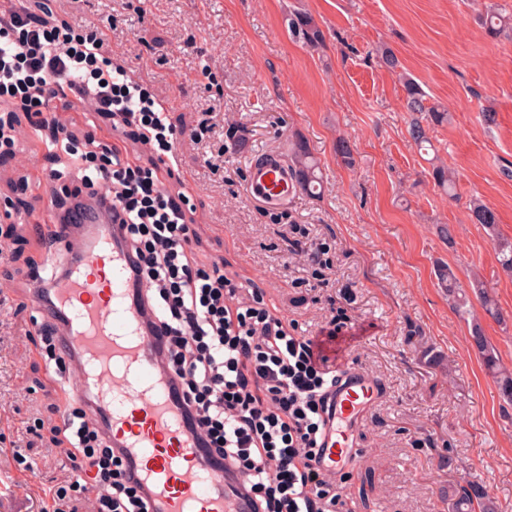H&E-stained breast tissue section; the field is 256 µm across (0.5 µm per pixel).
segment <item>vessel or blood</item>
<instances>
[{
    "mask_svg": "<svg viewBox=\"0 0 512 512\" xmlns=\"http://www.w3.org/2000/svg\"><path fill=\"white\" fill-rule=\"evenodd\" d=\"M248 190L265 206L287 208L296 193L292 170L280 156L257 158ZM77 221L65 232L44 225L48 257L66 273L49 291L31 290L35 312L55 315L68 367L66 403L82 406L120 450L128 475L144 488L148 512H255L239 478L212 465L203 432L182 408L167 374L164 330L130 280L127 248L109 214L90 204ZM375 391L369 375L342 376L320 441L325 470H339L356 455L354 428ZM0 512H53V502L38 492L31 472L16 470L8 496L0 495Z\"/></svg>",
    "mask_w": 512,
    "mask_h": 512,
    "instance_id": "b4317fda",
    "label": "vessel or blood"
}]
</instances>
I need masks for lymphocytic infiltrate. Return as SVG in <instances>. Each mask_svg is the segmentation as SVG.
<instances>
[{"instance_id":"lymphocytic-infiltrate-1","label":"lymphocytic infiltrate","mask_w":512,"mask_h":512,"mask_svg":"<svg viewBox=\"0 0 512 512\" xmlns=\"http://www.w3.org/2000/svg\"><path fill=\"white\" fill-rule=\"evenodd\" d=\"M155 104L113 65L94 26H51L25 6L0 11V157L16 150L15 110L35 129L51 127L61 165L53 194L71 201L60 223L71 227L87 195L111 211L134 281L148 285L147 300L166 330L168 369L214 464L241 477L256 512H331L336 494L320 466L319 441L335 371L317 362L311 340L289 334L259 291L241 298L223 266H195L185 192H171L155 170L131 163L94 133L46 116L84 107L111 114L119 126H136L139 142L162 157L177 132ZM63 428L79 471L53 491V502L89 486L94 512H146L141 487L127 478L101 429L69 417Z\"/></svg>"}]
</instances>
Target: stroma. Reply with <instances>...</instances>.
<instances>
[{
    "label": "stroma",
    "mask_w": 512,
    "mask_h": 512,
    "mask_svg": "<svg viewBox=\"0 0 512 512\" xmlns=\"http://www.w3.org/2000/svg\"><path fill=\"white\" fill-rule=\"evenodd\" d=\"M56 22L97 27L114 65L147 86L175 143L179 188L190 199L196 261L223 263L300 338L350 345L336 370L372 376L378 394L356 432L358 453L328 473L336 512H448L442 489L482 485L512 512V404L483 366L470 326L435 276L486 282L503 321L479 316L502 367L512 370V274L495 238L512 241V35L493 37L487 7L512 0H26ZM310 13L322 46L288 32V12ZM391 49L396 72L380 66ZM427 105L448 109L431 125V146L409 135L403 76ZM493 113L486 121L485 113ZM244 143L226 137L230 124ZM348 138L352 162L336 152ZM13 159L0 162V441L21 447L46 488L68 485L71 464L56 451L62 382L49 371L29 296L32 272L48 268L36 208L49 194L44 132L18 126ZM304 140L320 162L319 196L297 194L285 210L248 192L261 155L288 156ZM454 170L457 199L435 185L432 167ZM496 213V236L473 223L470 201ZM34 209L32 223L20 215ZM454 227L444 240L439 227Z\"/></svg>",
    "instance_id": "obj_1"
}]
</instances>
